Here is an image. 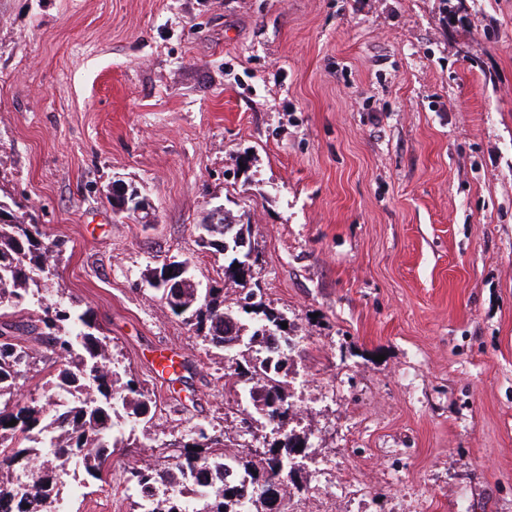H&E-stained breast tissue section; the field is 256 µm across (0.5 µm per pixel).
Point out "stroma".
Segmentation results:
<instances>
[{
    "mask_svg": "<svg viewBox=\"0 0 512 512\" xmlns=\"http://www.w3.org/2000/svg\"><path fill=\"white\" fill-rule=\"evenodd\" d=\"M0 195L152 399L106 481L68 464L62 512H132L127 470L198 423L262 446L233 352L146 281H218V204L294 329L279 378L321 466L288 512H512V0H0ZM339 472L357 493L314 498Z\"/></svg>",
    "mask_w": 512,
    "mask_h": 512,
    "instance_id": "obj_1",
    "label": "stroma"
}]
</instances>
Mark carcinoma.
I'll list each match as a JSON object with an SVG mask.
<instances>
[{
    "label": "carcinoma",
    "instance_id": "obj_1",
    "mask_svg": "<svg viewBox=\"0 0 512 512\" xmlns=\"http://www.w3.org/2000/svg\"><path fill=\"white\" fill-rule=\"evenodd\" d=\"M240 223L227 214L217 218L211 210L201 222L204 248L224 255L222 285L203 294L188 282L172 294L162 286L164 265L147 283L211 346L266 351L265 357L234 370L226 393L270 426L273 439L255 458L252 449L235 447L226 434L212 436L194 427L175 449L172 466L127 471L126 482L137 497L135 512H270L262 499L244 491L260 481L295 482L289 459L304 441L285 432L292 403L286 385L275 378L288 364L291 343L285 337L291 328L282 330L284 338L275 349L260 335L261 328H279L286 318L262 301L251 270L234 267L242 259L235 247L224 246V228ZM60 253L59 241L46 239L16 201L0 197V317L33 301L38 305L37 318L0 325V512H43V501L60 495L57 470L72 460L100 477L109 449L142 446L125 424L143 422L151 411L146 391L114 365L94 311L42 295L41 283L56 276ZM230 287L235 298L229 305ZM21 329L35 333L40 353L59 367L43 404L21 397L20 379L34 364V352L16 342ZM13 420L16 424L9 425Z\"/></svg>",
    "mask_w": 512,
    "mask_h": 512
}]
</instances>
